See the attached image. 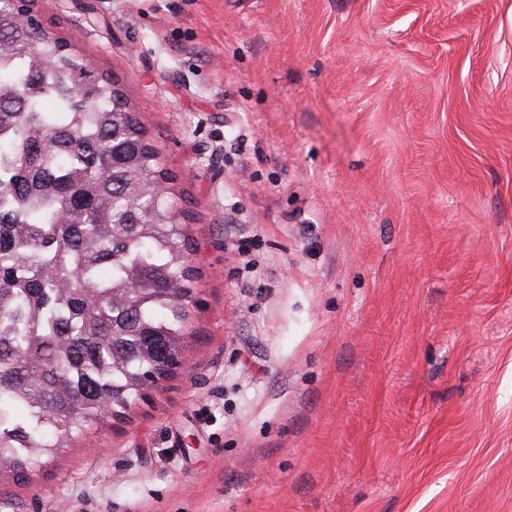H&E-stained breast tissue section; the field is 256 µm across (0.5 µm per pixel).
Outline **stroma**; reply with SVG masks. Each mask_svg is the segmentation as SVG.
Instances as JSON below:
<instances>
[{
	"label": "stroma",
	"mask_w": 512,
	"mask_h": 512,
	"mask_svg": "<svg viewBox=\"0 0 512 512\" xmlns=\"http://www.w3.org/2000/svg\"><path fill=\"white\" fill-rule=\"evenodd\" d=\"M186 212L184 365L0 512H512V0H33Z\"/></svg>",
	"instance_id": "obj_1"
}]
</instances>
